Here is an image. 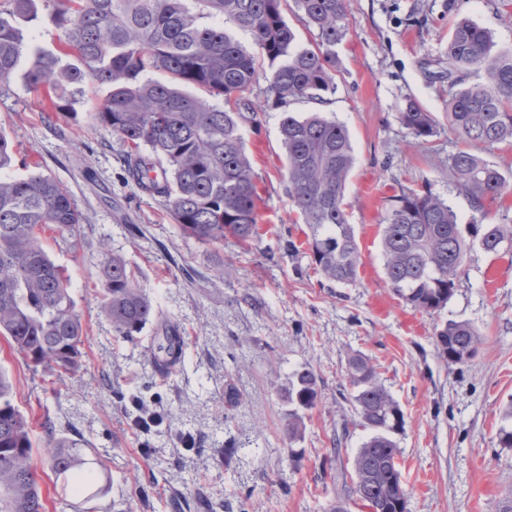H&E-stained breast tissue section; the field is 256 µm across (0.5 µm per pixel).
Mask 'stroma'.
<instances>
[{"mask_svg": "<svg viewBox=\"0 0 512 512\" xmlns=\"http://www.w3.org/2000/svg\"><path fill=\"white\" fill-rule=\"evenodd\" d=\"M37 19L20 22L25 41L58 52L60 32L45 0ZM349 30L336 47V91L326 107L350 133L356 164L344 208L359 245L355 284L339 286L313 271L305 225L296 221L284 177L280 112L257 85L262 124L242 135L261 188L257 234L248 250L234 239L202 245L179 236L160 198L127 179L125 147L93 117L108 85L72 95V108L43 111L30 89V57L0 84V131L27 166L63 182L83 214L78 240L41 233L68 276L88 342L74 378L33 373L0 336V369L28 417L35 443L47 432L90 441L111 482L87 512H367L352 494L353 457L363 427L342 434L354 416L346 369L352 354L379 365V379L404 422L394 439L408 512H495L512 489V448L499 447L500 414L512 404V252L474 249L448 304L415 311L389 288L380 245L386 200L402 188L433 184L459 223L472 221L468 199L444 168L459 142L448 127V34L466 18L512 49V0H347ZM415 99L437 123L420 143L398 114ZM123 255L163 312L141 339L116 336L101 311L99 243ZM298 251H289V244ZM389 303L377 311V299ZM466 321L483 343L469 362L451 364L435 347V328ZM185 336L182 364L159 370L143 338ZM317 374L318 406L301 440L289 442L280 390L301 366ZM238 394L227 405V389ZM160 417L149 433L130 424L132 398Z\"/></svg>", "mask_w": 512, "mask_h": 512, "instance_id": "1", "label": "stroma"}]
</instances>
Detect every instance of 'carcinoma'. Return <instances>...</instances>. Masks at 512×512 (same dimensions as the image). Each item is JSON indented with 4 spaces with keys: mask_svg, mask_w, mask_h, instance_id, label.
Returning <instances> with one entry per match:
<instances>
[{
    "mask_svg": "<svg viewBox=\"0 0 512 512\" xmlns=\"http://www.w3.org/2000/svg\"><path fill=\"white\" fill-rule=\"evenodd\" d=\"M34 0H0V83L17 68L25 46L21 18L35 19ZM62 33L63 55L32 50L29 87L65 99L69 87L107 84L94 117L126 145L125 166L135 186L162 198L180 235L205 245L227 237L245 246L256 234L261 200L241 133L260 123L247 98L260 79L280 110L288 198L302 223L315 271L336 285L356 281L360 253L343 208V191L355 164L346 125L320 111L302 115L300 102L325 105L335 90L336 45L348 30L346 0H294L298 14L318 31L311 47L298 45L283 16L285 0H50ZM214 19L202 22L204 16ZM230 20L248 32L252 52L224 29ZM492 34L459 20L448 40V124L463 147L448 155V182L467 196L472 210L512 193L504 171L474 152L512 145V50L491 54ZM70 61L63 60V57ZM482 81L465 82L471 68ZM161 74L158 80L154 75ZM204 89L200 97L184 91ZM399 120L426 142L437 126L431 113L407 100ZM15 146L0 131V334L34 373L58 380L77 374L87 341L68 279L52 260L39 231L73 237L81 212L61 182L31 173L7 174ZM384 270L393 293L416 310L444 308L459 270L475 247L512 251V217L496 224L458 223L453 208L433 189L404 188L387 199L381 224ZM105 283L102 311L117 335L135 333L162 313L140 286L121 254L100 242ZM436 349L450 363L478 353L481 337L468 322L450 320L435 332ZM348 382L359 421L369 430L353 459V492L370 512H407V492L393 439L403 424L399 403L379 381L369 358L348 360ZM319 380L307 367L288 383V441L302 436L304 412L317 406ZM498 429L502 448H512V405ZM34 443L26 416L13 403V386L0 370V512H45L32 464ZM84 438L49 435L44 452L63 497L92 500L105 493L109 472L88 458Z\"/></svg>",
    "mask_w": 512,
    "mask_h": 512,
    "instance_id": "obj_1",
    "label": "carcinoma"
}]
</instances>
